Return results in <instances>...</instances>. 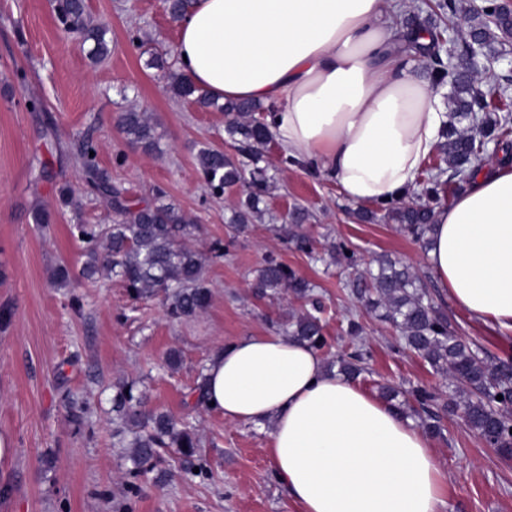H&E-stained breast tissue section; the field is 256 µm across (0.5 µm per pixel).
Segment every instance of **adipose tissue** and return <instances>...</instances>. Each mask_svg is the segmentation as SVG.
<instances>
[{
  "label": "adipose tissue",
  "mask_w": 512,
  "mask_h": 512,
  "mask_svg": "<svg viewBox=\"0 0 512 512\" xmlns=\"http://www.w3.org/2000/svg\"><path fill=\"white\" fill-rule=\"evenodd\" d=\"M409 0H196L177 66L218 101L270 106L282 154L335 180L348 202L407 198L448 117L397 50ZM428 253L451 303L512 332V160L486 163L434 207ZM206 404L231 423L270 421L272 472L297 512H440L431 438L321 353L278 334L225 342Z\"/></svg>",
  "instance_id": "1"
}]
</instances>
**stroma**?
<instances>
[{"label": "stroma", "mask_w": 512, "mask_h": 512, "mask_svg": "<svg viewBox=\"0 0 512 512\" xmlns=\"http://www.w3.org/2000/svg\"><path fill=\"white\" fill-rule=\"evenodd\" d=\"M93 22L104 24L112 51L102 63L87 58V47L65 32L49 0H0V433L14 453L0 463V512H294L275 480L267 455L270 423L237 424L218 411L188 410L186 395L211 354L240 336L275 332L291 314L307 310L288 292L252 294L249 282L266 255H275L315 286L322 308L325 361L350 345L351 316H359L362 341L370 351L368 373L357 380L371 395L391 384L403 389H445L444 376L405 350L399 331L368 313L344 283L353 272L312 263L270 232L294 207L311 218L303 231L319 245L347 242L360 266L384 254L431 274L427 253L398 225L367 222L357 205L340 195L336 183L304 167H289L263 203L264 222L232 234L228 207L238 188L211 196L197 169L204 147L236 156L224 139V115L172 97L168 78L152 68L154 52L174 51L178 25L164 0H86ZM144 42L130 49L128 33ZM25 82H17V71ZM34 98L41 109L29 111ZM137 107L150 113L161 150L131 147L115 125L117 112ZM90 137L99 145L101 167L134 203L155 188L194 219L193 241L207 253L224 246L223 257H208L204 277L211 290L206 310L175 320L156 301H135L120 277H84L83 245L76 224H108L114 213L99 199L83 195L82 173L59 154ZM45 164L50 178L35 180L32 167ZM79 190L78 209L57 206V189ZM54 211L52 224H35L36 210ZM68 263L75 282L51 284L53 268ZM430 293L457 336L489 357L512 356V337L471 321L455 310L440 288ZM78 304H71V296ZM178 351L182 363L169 369ZM138 382L151 408L190 414L198 430L196 456L168 450L163 481L139 478L130 492V451L112 434V399L125 382ZM85 402L83 422L72 420L66 400ZM434 451L446 476L442 512H512V458L471 432L461 418L443 415Z\"/></svg>", "instance_id": "obj_1"}]
</instances>
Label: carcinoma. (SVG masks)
Instances as JSON below:
<instances>
[{
    "mask_svg": "<svg viewBox=\"0 0 512 512\" xmlns=\"http://www.w3.org/2000/svg\"><path fill=\"white\" fill-rule=\"evenodd\" d=\"M429 26L422 28L426 41H419L416 28L408 27L399 43L401 54L423 60L434 87L450 85L448 95L449 122L439 146L442 161L451 177L471 174L486 157L489 144L500 145L512 135V95L501 84L482 91L463 71L450 72L442 59L443 42L458 21L467 25L471 41L455 46V54L463 60L473 53L493 57L495 45L512 36V11L501 0H480L463 4V0H423ZM60 24L76 33L83 42L93 43L92 62L108 56L106 28L94 23L85 0H56ZM151 65L167 72L172 94L190 100L199 107L217 108L224 112V133L239 144L251 166L233 160L217 149H203L198 154V167L207 188L221 195L228 187H242V194L232 208L229 227L242 233L261 219L259 207L270 184L276 179L272 165L263 167L264 153L272 135L262 115L273 111L270 106L250 101L218 104L203 90L196 88L183 73L163 55H152ZM468 125H462V122ZM117 124L129 145L146 153L158 151L155 125L145 112L127 109L117 116ZM98 145L91 138L81 140L71 156L83 174V193L107 199L115 214L111 224H77V237L84 243L83 273L92 277L99 273L115 274L123 279L135 300L159 298L170 317L192 319L208 307L211 291L203 278V254L187 241L195 236L197 226L184 212L167 199L158 188L151 200L132 204L112 185V176L99 166ZM428 202L399 206L384 205L387 222L399 224L416 240L428 243L433 228V206L436 191L427 190ZM308 214L301 208L291 213V226L269 225L276 234H289L297 248L311 252L308 237L300 232ZM332 264L353 267L357 255L340 242L317 256ZM377 269L357 274L350 286L352 294L365 308L379 313L402 334L410 350L426 360L438 373L448 376V402L444 408L459 411L470 431L506 455L512 451V358L490 360L458 339L448 324L447 316L432 303L421 276L407 266L383 256L376 260ZM249 288L257 296H272L289 291L301 300H310L313 286L305 278L270 254L253 276ZM285 336L307 343L316 349L326 344L321 319L310 313L293 314L279 324ZM365 353L360 349L336 357L338 374L356 378L364 370ZM503 399H497V396ZM413 401H403L399 410L407 417H421L431 435L440 433L432 422L439 396L424 387L411 392ZM116 413V433L126 447L132 449L134 477L151 473L162 463L161 451L175 448L184 457H192L199 446L196 426L186 419L147 408V395L135 383L123 385L112 398Z\"/></svg>",
    "mask_w": 512,
    "mask_h": 512,
    "instance_id": "obj_1",
    "label": "carcinoma"
}]
</instances>
